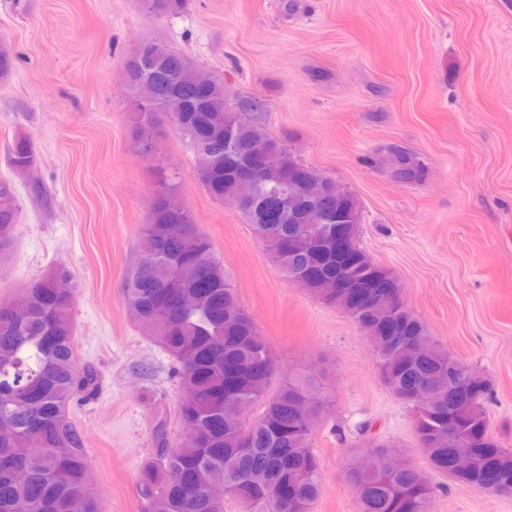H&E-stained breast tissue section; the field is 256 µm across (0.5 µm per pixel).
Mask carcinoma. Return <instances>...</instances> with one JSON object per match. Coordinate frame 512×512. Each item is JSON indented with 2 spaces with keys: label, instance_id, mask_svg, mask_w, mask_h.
Wrapping results in <instances>:
<instances>
[{
  "label": "carcinoma",
  "instance_id": "carcinoma-1",
  "mask_svg": "<svg viewBox=\"0 0 512 512\" xmlns=\"http://www.w3.org/2000/svg\"><path fill=\"white\" fill-rule=\"evenodd\" d=\"M149 14L179 15L187 0H141ZM132 92L131 136L136 150L150 156L154 130L166 117L195 156L194 175L209 196L239 200V214L260 242L296 235L294 249L266 254L287 278L309 274V291L346 315L379 341L381 379L396 398L408 403L417 389L424 400L414 405L415 429L428 466L456 483L487 493L512 488V449L489 431L486 405L491 381L432 338L427 325L404 305L401 284L386 267L354 244L348 267L353 280L367 287L391 282L383 299L365 307L353 294L320 288L340 268L332 253L320 251L303 226L328 238L336 223L350 225L357 240L363 223L359 200L345 191L337 213L320 219L310 208L317 176L258 119L237 122L250 102L227 105L224 82L202 71L181 52L146 40L125 64ZM264 164L251 181L241 169L253 153ZM9 164L17 176L36 156L26 138L16 139ZM424 176L419 161L399 160L395 177L412 182ZM180 172L159 171L150 222L139 239L140 258L129 271L123 298L130 320L162 346L176 362L180 387L179 417L193 430L141 471L144 512H224L228 499L244 512H313L320 495L319 462L310 437L322 419L326 400L313 374L297 376L267 396L272 376L256 367L273 360L270 347L228 283L224 265L210 240L176 200ZM19 206L13 182L0 180V256L11 247ZM22 313L0 309V458L21 469L0 468V512H102L87 495L88 462L84 437L70 418L77 395L89 397L97 375L80 367L74 344L73 309L77 285L57 266L26 286ZM471 387L476 398L448 407V387ZM301 391L315 399L310 414L293 418L282 402ZM262 411L252 416L255 406ZM482 449L470 468L452 473L448 449ZM350 484L360 512H424L435 488L420 480V469L388 443L379 446L372 465L348 461ZM286 484L291 501L273 497ZM225 490L226 495L219 494Z\"/></svg>",
  "mask_w": 512,
  "mask_h": 512
}]
</instances>
